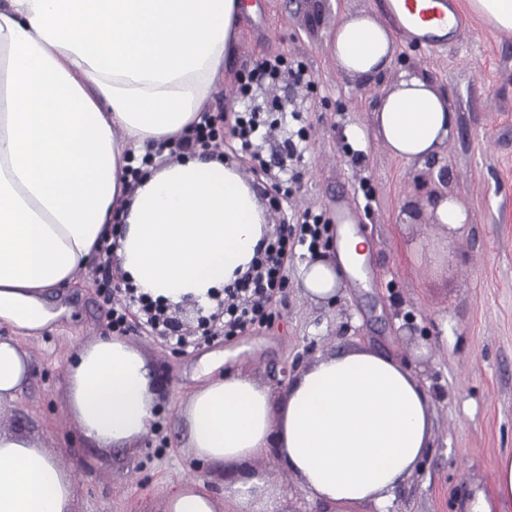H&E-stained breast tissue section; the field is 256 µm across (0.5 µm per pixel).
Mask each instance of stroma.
<instances>
[{
	"label": "stroma",
	"mask_w": 512,
	"mask_h": 512,
	"mask_svg": "<svg viewBox=\"0 0 512 512\" xmlns=\"http://www.w3.org/2000/svg\"><path fill=\"white\" fill-rule=\"evenodd\" d=\"M386 0H275L271 14L245 15L224 87L211 113L262 112L259 148L274 174L257 184L262 201L276 180L292 179L280 209L268 210V233L310 209L327 221L320 252L333 255L339 236L337 197L364 203L372 186L377 204L357 232L372 249L365 281L344 277L333 303L319 305L297 285V248L286 283L262 327L227 338L193 336L190 345L161 347L142 319L126 334L153 363L159 382L151 430L132 448H97L85 441L65 410L67 363L84 344L112 333V302L128 283L112 257L100 255L51 300L65 313L51 330L23 338L32 376L19 399L0 409V427L38 439L71 476L74 512H166L173 485L191 483L209 494L217 512H236L224 487L256 477L281 492L279 512H310L312 502L296 476L273 457L199 466L185 448L178 406L198 388L199 363L218 358L224 369L246 368L273 386L284 362L306 366L316 355L367 347L400 360L428 388L433 402V444L419 470L395 491L389 512H460L476 494L491 495L496 464L512 453V35L463 14L464 36L437 47L397 40L389 86L412 67L446 89L456 114L453 137L441 156L422 164L393 157L370 140L363 161L349 150V126L370 127L374 101L336 66L328 43L337 21L365 11L384 19ZM282 54L306 63L312 88L288 78L227 94L255 59ZM454 196L472 220L445 238L427 216L431 200ZM113 291L104 295L102 276Z\"/></svg>",
	"instance_id": "obj_1"
}]
</instances>
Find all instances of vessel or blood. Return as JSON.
Segmentation results:
<instances>
[{
	"label": "vessel or blood",
	"mask_w": 512,
	"mask_h": 512,
	"mask_svg": "<svg viewBox=\"0 0 512 512\" xmlns=\"http://www.w3.org/2000/svg\"><path fill=\"white\" fill-rule=\"evenodd\" d=\"M453 0H398L392 16L409 39L423 44H437L444 36H459L460 26L449 25L448 10L454 9Z\"/></svg>",
	"instance_id": "b4317fda"
}]
</instances>
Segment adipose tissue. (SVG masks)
<instances>
[{"mask_svg":"<svg viewBox=\"0 0 512 512\" xmlns=\"http://www.w3.org/2000/svg\"><path fill=\"white\" fill-rule=\"evenodd\" d=\"M240 0H0V406L28 383L22 337L60 313L48 302L115 240V263L141 292L208 309L250 267L267 232L263 207L223 160L169 157L224 78ZM329 50L348 77L373 82L395 39L369 14L336 25ZM455 129L446 92L402 70L346 134L383 141L405 162L440 156ZM157 151L130 182L131 155ZM122 228L112 233L113 218ZM367 239L343 234L338 258L299 269L301 288L334 300ZM67 411L100 448H127L155 417L157 382L142 352L115 336L80 347L64 377ZM430 393L399 360L342 349L281 390L243 370L217 375L181 407L202 463L274 456L328 512L386 507L432 441ZM69 472L32 436L0 429V512H72Z\"/></svg>","mask_w":512,"mask_h":512,"instance_id":"obj_1","label":"adipose tissue"}]
</instances>
